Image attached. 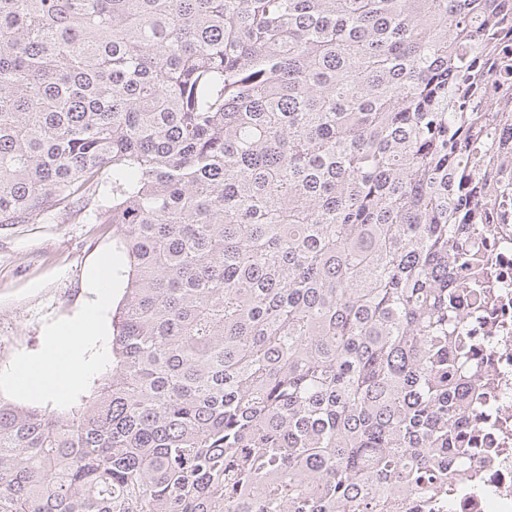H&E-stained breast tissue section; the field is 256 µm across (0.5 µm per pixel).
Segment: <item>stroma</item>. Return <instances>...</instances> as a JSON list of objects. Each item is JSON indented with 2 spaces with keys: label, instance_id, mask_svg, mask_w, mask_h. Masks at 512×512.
Returning <instances> with one entry per match:
<instances>
[{
  "label": "stroma",
  "instance_id": "obj_1",
  "mask_svg": "<svg viewBox=\"0 0 512 512\" xmlns=\"http://www.w3.org/2000/svg\"><path fill=\"white\" fill-rule=\"evenodd\" d=\"M123 263L114 226L93 223L88 212L68 209L23 224H0V398L64 416L91 396L94 382L111 372L91 341L74 363L66 397L19 391L8 376L22 363L46 359L51 336L78 323L94 298L91 272L106 260Z\"/></svg>",
  "mask_w": 512,
  "mask_h": 512
}]
</instances>
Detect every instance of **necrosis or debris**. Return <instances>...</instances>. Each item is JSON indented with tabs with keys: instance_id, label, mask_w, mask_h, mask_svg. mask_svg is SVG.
I'll use <instances>...</instances> for the list:
<instances>
[{
	"instance_id": "1",
	"label": "necrosis or debris",
	"mask_w": 512,
	"mask_h": 512,
	"mask_svg": "<svg viewBox=\"0 0 512 512\" xmlns=\"http://www.w3.org/2000/svg\"><path fill=\"white\" fill-rule=\"evenodd\" d=\"M483 250L487 316L486 396L475 443L481 453L467 478L439 495L416 500L412 512H512V224H494Z\"/></svg>"
}]
</instances>
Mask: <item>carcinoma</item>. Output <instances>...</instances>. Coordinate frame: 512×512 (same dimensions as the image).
Masks as SVG:
<instances>
[{
	"label": "carcinoma",
	"mask_w": 512,
	"mask_h": 512,
	"mask_svg": "<svg viewBox=\"0 0 512 512\" xmlns=\"http://www.w3.org/2000/svg\"><path fill=\"white\" fill-rule=\"evenodd\" d=\"M506 2L0 0V224L108 194L127 277L84 408L0 399V512H407L467 475Z\"/></svg>",
	"instance_id": "carcinoma-1"
}]
</instances>
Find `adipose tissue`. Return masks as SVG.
<instances>
[{
	"instance_id": "ef3b65f1",
	"label": "adipose tissue",
	"mask_w": 512,
	"mask_h": 512,
	"mask_svg": "<svg viewBox=\"0 0 512 512\" xmlns=\"http://www.w3.org/2000/svg\"><path fill=\"white\" fill-rule=\"evenodd\" d=\"M99 335V329L91 323L55 335L49 343V352L52 357L63 358L64 364L60 368L49 370L40 361L24 363L21 374L30 380L28 393L65 394L70 382V369L74 364V356L79 345Z\"/></svg>"
}]
</instances>
